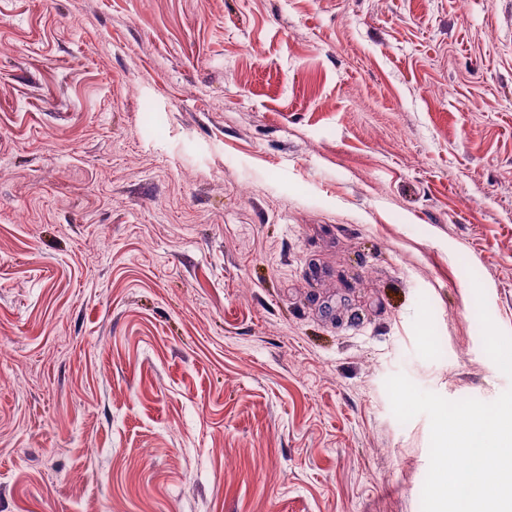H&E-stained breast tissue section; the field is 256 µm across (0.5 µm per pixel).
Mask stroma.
<instances>
[{
    "instance_id": "1",
    "label": "stroma",
    "mask_w": 512,
    "mask_h": 512,
    "mask_svg": "<svg viewBox=\"0 0 512 512\" xmlns=\"http://www.w3.org/2000/svg\"><path fill=\"white\" fill-rule=\"evenodd\" d=\"M0 512H421L512 388V0H0Z\"/></svg>"
}]
</instances>
